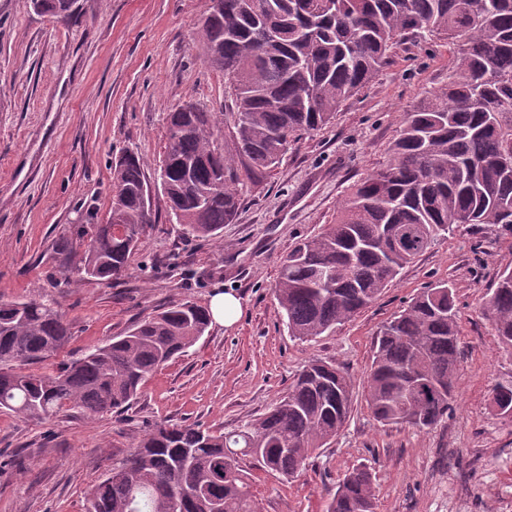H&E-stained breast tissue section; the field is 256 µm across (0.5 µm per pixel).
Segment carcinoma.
Listing matches in <instances>:
<instances>
[{
	"instance_id": "cac0c4a2",
	"label": "carcinoma",
	"mask_w": 512,
	"mask_h": 512,
	"mask_svg": "<svg viewBox=\"0 0 512 512\" xmlns=\"http://www.w3.org/2000/svg\"><path fill=\"white\" fill-rule=\"evenodd\" d=\"M199 24L205 62L224 72L235 105L218 144L214 113L169 114L156 182L186 233L217 238L288 144L331 123L374 82L408 37L453 46L448 82L404 113L388 163L353 185L336 221L283 258L275 296L288 334L309 340L369 306L407 264L455 224L512 227V0H232ZM58 21L77 20L80 0H32ZM150 181L134 153L112 163L106 223L86 214L79 270L89 280L126 275L140 236L154 224L143 203ZM484 316L512 350V268L498 275ZM208 307L176 302L51 372L28 369L57 355L69 323L40 300L0 303V411L45 421L67 409L90 416L129 407L158 368L194 346ZM455 289H421L380 329L365 400L384 424L430 428L448 417L460 362ZM490 404L512 413V383ZM350 378L309 362L266 413L231 433L160 423L87 495V512H255L248 472L295 477L343 429ZM374 475L358 466L339 481L326 512H376Z\"/></svg>"
}]
</instances>
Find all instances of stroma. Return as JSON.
Returning a JSON list of instances; mask_svg holds the SVG:
<instances>
[{
  "label": "stroma",
  "mask_w": 512,
  "mask_h": 512,
  "mask_svg": "<svg viewBox=\"0 0 512 512\" xmlns=\"http://www.w3.org/2000/svg\"><path fill=\"white\" fill-rule=\"evenodd\" d=\"M81 4L78 21L64 25L31 0H0V302H54L71 332L61 362L175 301L206 305L221 290L242 313L154 372L126 412L66 410L40 423L0 412V512H86L90 486L156 424L233 431L316 359L350 376V417L297 477L252 470L258 512H326L330 492L361 464L375 477L377 512H512V418L489 406L494 385L512 381V353L482 313L498 272L512 267V232L454 225L369 307L306 342L289 336L274 297L281 258L335 222L353 185L387 163L404 112L447 82L448 43L394 48L331 125L289 145L272 177L245 189L221 239L183 236L155 195L156 222L127 275L95 281L54 246L74 238L87 207L106 222L114 159L138 153L154 174L169 112L190 101L225 113L233 102L195 39L208 0ZM443 280L455 288L462 350L452 411L423 430L381 425L363 393L375 335Z\"/></svg>",
  "instance_id": "1"
}]
</instances>
